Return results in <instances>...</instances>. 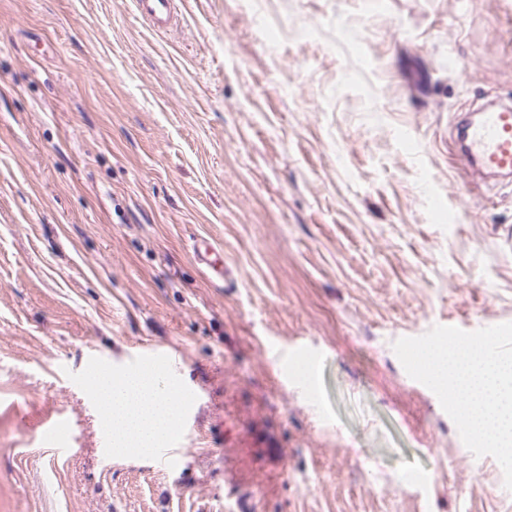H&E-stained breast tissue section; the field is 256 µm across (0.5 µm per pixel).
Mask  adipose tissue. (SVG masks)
<instances>
[{
	"instance_id": "ef3b65f1",
	"label": "adipose tissue",
	"mask_w": 512,
	"mask_h": 512,
	"mask_svg": "<svg viewBox=\"0 0 512 512\" xmlns=\"http://www.w3.org/2000/svg\"><path fill=\"white\" fill-rule=\"evenodd\" d=\"M159 373L142 368L120 379L99 377L94 385L101 423L108 428L113 452L121 459L151 458L181 426L178 394L163 395Z\"/></svg>"
}]
</instances>
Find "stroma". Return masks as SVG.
<instances>
[{
	"label": "stroma",
	"instance_id": "1",
	"mask_svg": "<svg viewBox=\"0 0 512 512\" xmlns=\"http://www.w3.org/2000/svg\"><path fill=\"white\" fill-rule=\"evenodd\" d=\"M179 10L0 0V512H512L392 348L512 322V178L453 136L512 102V0ZM136 345L206 391L175 468L104 460L93 384ZM176 0H135L139 17L153 30L165 32L178 22ZM222 248L217 247L209 239L203 238L193 244V256L195 261L204 269L216 274L218 281L228 282L227 268H224Z\"/></svg>",
	"mask_w": 512,
	"mask_h": 512
}]
</instances>
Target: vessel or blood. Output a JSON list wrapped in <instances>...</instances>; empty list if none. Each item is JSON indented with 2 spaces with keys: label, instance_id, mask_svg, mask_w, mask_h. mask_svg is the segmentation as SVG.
<instances>
[{
  "label": "vessel or blood",
  "instance_id": "vessel-or-blood-1",
  "mask_svg": "<svg viewBox=\"0 0 512 512\" xmlns=\"http://www.w3.org/2000/svg\"><path fill=\"white\" fill-rule=\"evenodd\" d=\"M139 17L153 30L165 32L178 22L176 0H134ZM457 137L463 146L466 165L483 172L512 174V105L499 103L486 108L474 122L460 124ZM195 261L225 280L222 250L209 239L193 244Z\"/></svg>",
  "mask_w": 512,
  "mask_h": 512
}]
</instances>
